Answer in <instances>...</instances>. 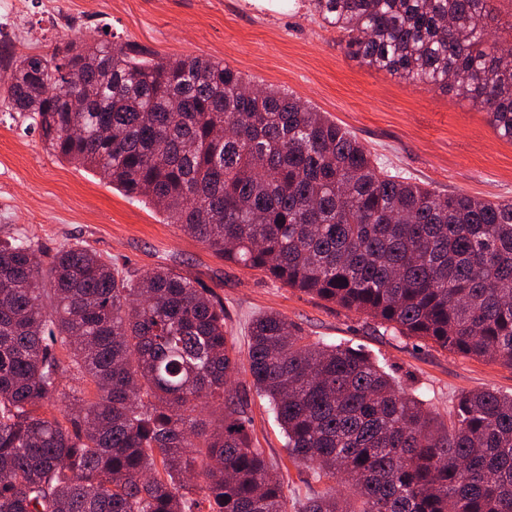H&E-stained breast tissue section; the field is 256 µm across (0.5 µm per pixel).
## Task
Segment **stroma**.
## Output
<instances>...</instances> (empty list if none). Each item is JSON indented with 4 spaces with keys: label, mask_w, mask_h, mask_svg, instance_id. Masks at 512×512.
<instances>
[{
    "label": "stroma",
    "mask_w": 512,
    "mask_h": 512,
    "mask_svg": "<svg viewBox=\"0 0 512 512\" xmlns=\"http://www.w3.org/2000/svg\"><path fill=\"white\" fill-rule=\"evenodd\" d=\"M74 10L84 14L85 29L53 33L55 17ZM20 29L43 54L69 40L112 36L163 57L225 61L256 84L327 113L391 169L430 188L512 200V143L498 137L480 106L455 89L415 86L362 65L345 54L335 31L308 16L301 0H26ZM18 234L49 254L81 245L139 273L163 266L190 276L223 300L239 350L247 348L252 320L270 311L310 340L362 349L403 388L421 394L443 424L461 392L512 393L511 367L392 336L367 315L224 261L91 170L50 153L37 130L0 105V239ZM234 385L248 404L255 447L282 476L288 512H298L322 483L289 458L249 373L239 371Z\"/></svg>",
    "instance_id": "obj_1"
}]
</instances>
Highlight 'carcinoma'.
<instances>
[{"instance_id":"cac0c4a2","label":"carcinoma","mask_w":512,"mask_h":512,"mask_svg":"<svg viewBox=\"0 0 512 512\" xmlns=\"http://www.w3.org/2000/svg\"><path fill=\"white\" fill-rule=\"evenodd\" d=\"M504 4L306 8L348 56L456 89L512 142V59L487 37ZM0 84L56 156L225 260L512 367V200L394 174L326 113L219 60L68 41ZM70 96L85 110L68 111ZM243 363L289 457L327 484L302 512H512V395L466 392L440 426L360 349L268 312L242 360L224 303L190 278L134 273L81 246L49 256L21 236L0 241V512H288L227 388ZM60 395L67 408L46 414Z\"/></svg>"}]
</instances>
